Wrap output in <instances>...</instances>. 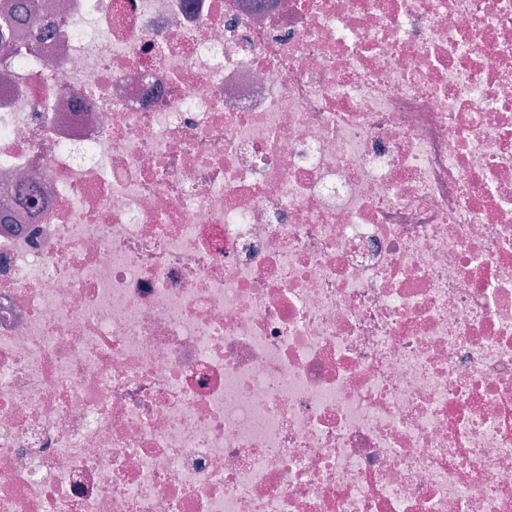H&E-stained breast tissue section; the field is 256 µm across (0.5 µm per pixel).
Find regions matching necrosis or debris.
Masks as SVG:
<instances>
[{
	"mask_svg": "<svg viewBox=\"0 0 512 512\" xmlns=\"http://www.w3.org/2000/svg\"><path fill=\"white\" fill-rule=\"evenodd\" d=\"M34 5L0 512H512V0Z\"/></svg>",
	"mask_w": 512,
	"mask_h": 512,
	"instance_id": "necrosis-or-debris-1",
	"label": "necrosis or debris"
}]
</instances>
